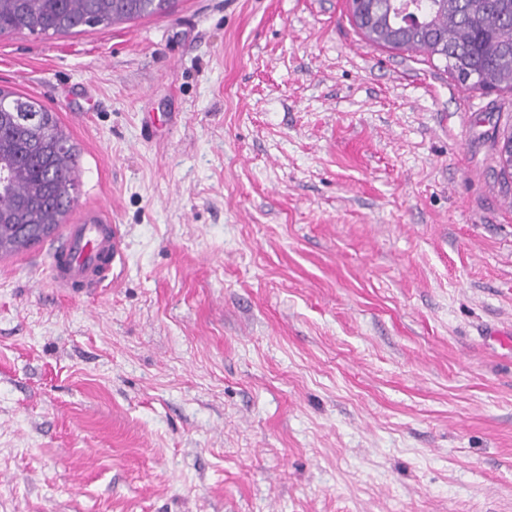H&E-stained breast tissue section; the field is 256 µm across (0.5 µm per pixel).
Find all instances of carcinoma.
I'll list each match as a JSON object with an SVG mask.
<instances>
[{
	"label": "carcinoma",
	"instance_id": "carcinoma-1",
	"mask_svg": "<svg viewBox=\"0 0 512 512\" xmlns=\"http://www.w3.org/2000/svg\"><path fill=\"white\" fill-rule=\"evenodd\" d=\"M174 0H0V32L78 33L169 13ZM370 41L446 63L457 81L512 88V0H367L356 8ZM0 257L58 228L70 209L63 188L79 152L55 113L0 87Z\"/></svg>",
	"mask_w": 512,
	"mask_h": 512
}]
</instances>
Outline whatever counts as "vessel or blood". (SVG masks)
<instances>
[{"label": "vessel or blood", "mask_w": 512, "mask_h": 512, "mask_svg": "<svg viewBox=\"0 0 512 512\" xmlns=\"http://www.w3.org/2000/svg\"><path fill=\"white\" fill-rule=\"evenodd\" d=\"M120 257L117 225L87 215L81 222L66 225L52 254L51 280L56 287L98 288L109 279Z\"/></svg>", "instance_id": "1"}]
</instances>
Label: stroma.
<instances>
[{
  "instance_id": "stroma-1",
  "label": "stroma",
  "mask_w": 512,
  "mask_h": 512,
  "mask_svg": "<svg viewBox=\"0 0 512 512\" xmlns=\"http://www.w3.org/2000/svg\"><path fill=\"white\" fill-rule=\"evenodd\" d=\"M114 281L0 258V512H512V89L348 0L0 34Z\"/></svg>"
}]
</instances>
